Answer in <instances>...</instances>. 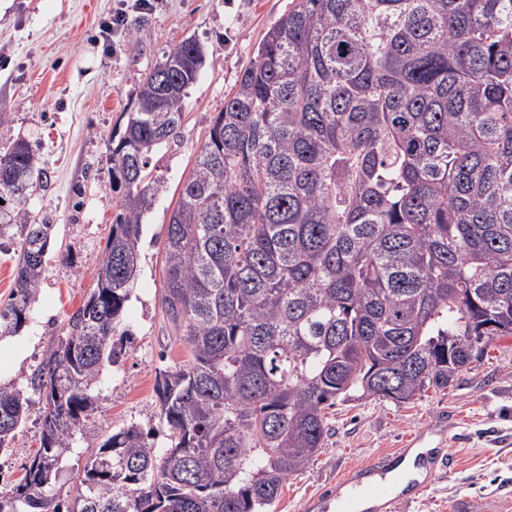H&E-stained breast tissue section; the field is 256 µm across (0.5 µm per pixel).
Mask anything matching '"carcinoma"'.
Segmentation results:
<instances>
[{
    "label": "carcinoma",
    "mask_w": 512,
    "mask_h": 512,
    "mask_svg": "<svg viewBox=\"0 0 512 512\" xmlns=\"http://www.w3.org/2000/svg\"><path fill=\"white\" fill-rule=\"evenodd\" d=\"M205 64L176 43L143 79L112 148L122 192L95 287L26 377L40 449L0 512H269L363 396L444 391L512 336V0H291L181 184L163 245L164 312L190 352L158 380L159 450L135 423L86 428L104 364L125 354L151 154L177 139ZM31 146L0 155V235L18 263L0 329L40 287L52 225L21 207ZM30 398L0 386V451ZM79 486L47 494L75 436Z\"/></svg>",
    "instance_id": "1"
}]
</instances>
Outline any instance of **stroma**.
<instances>
[{
	"label": "stroma",
	"mask_w": 512,
	"mask_h": 512,
	"mask_svg": "<svg viewBox=\"0 0 512 512\" xmlns=\"http://www.w3.org/2000/svg\"><path fill=\"white\" fill-rule=\"evenodd\" d=\"M289 0H0V153L19 139L30 143L45 172L24 202L38 221L53 224L28 322L0 340V385L25 387L26 377L62 335L66 319L95 283L120 195L112 190V149L136 107L145 75L172 45L194 38L206 63L188 91L178 138L153 157L164 181L147 215L140 272L127 304L131 333L119 365H105L94 388L89 429L106 438L135 423L160 431L156 385L161 370L189 357L161 305L166 224L208 128L224 97L250 64L268 28ZM126 11L129 35L100 37L101 24ZM42 398L8 452L0 453V493L19 482L39 447ZM314 460L288 478L271 512H327L336 487L359 466L377 461L412 438L440 444L433 425L448 429L452 468H437L419 496L396 512H452L469 500L471 512H491L512 500V336L491 341L480 366L462 372L453 388L427 392L412 404L379 398L340 401Z\"/></svg>",
	"instance_id": "1"
}]
</instances>
